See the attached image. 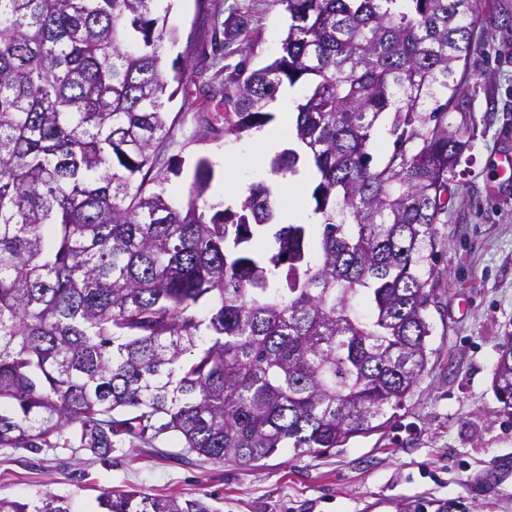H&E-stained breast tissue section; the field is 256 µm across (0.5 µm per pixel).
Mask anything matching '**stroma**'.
<instances>
[{
    "label": "stroma",
    "mask_w": 512,
    "mask_h": 512,
    "mask_svg": "<svg viewBox=\"0 0 512 512\" xmlns=\"http://www.w3.org/2000/svg\"><path fill=\"white\" fill-rule=\"evenodd\" d=\"M219 21L246 16L241 36L252 65L280 53L286 18L272 0H211ZM164 67L188 56L187 36L211 41L195 26L196 0H172ZM488 35L466 72L472 120L448 175L447 212L436 226L437 299L427 369L380 432L344 447L294 456L285 448L253 466L207 460L163 440L153 448H117L105 458L78 448L0 451V498L68 497L76 512H98L102 490L176 495L212 512H512V416L499 413L492 389L498 348L512 336V184H501L500 158L512 155V0H482ZM263 136L226 137L188 147L169 187L186 196L192 159L214 163L209 203L223 202L226 179L253 185L268 171ZM248 158L226 171L224 162Z\"/></svg>",
    "instance_id": "35a3bbf8"
}]
</instances>
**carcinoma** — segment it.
Wrapping results in <instances>:
<instances>
[{
  "label": "carcinoma",
  "instance_id": "cac0c4a2",
  "mask_svg": "<svg viewBox=\"0 0 512 512\" xmlns=\"http://www.w3.org/2000/svg\"><path fill=\"white\" fill-rule=\"evenodd\" d=\"M159 0H0V450L114 448L171 438L250 464L339 448L383 430L428 364L439 271L435 224L471 119L460 66L481 45L479 0H275L280 54L224 78V127L165 100L200 101L206 67ZM245 30L212 52L235 53ZM296 139L271 172H317L319 224H277L263 183L235 207L167 184L175 150L274 120L298 82ZM177 83L170 89L171 83ZM388 147L373 156L378 127ZM493 389L512 412V336ZM102 512H210L199 499L105 490ZM46 494L0 512H71Z\"/></svg>",
  "mask_w": 512,
  "mask_h": 512
}]
</instances>
